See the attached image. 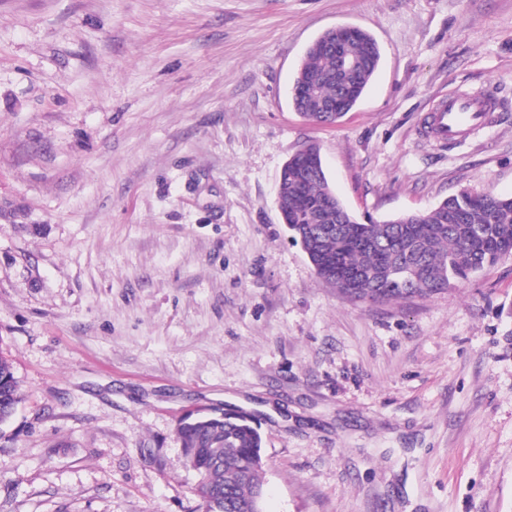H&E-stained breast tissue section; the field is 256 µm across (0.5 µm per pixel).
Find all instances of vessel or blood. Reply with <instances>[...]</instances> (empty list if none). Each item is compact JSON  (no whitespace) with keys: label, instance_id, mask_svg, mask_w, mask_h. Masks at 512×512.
I'll list each match as a JSON object with an SVG mask.
<instances>
[{"label":"vessel or blood","instance_id":"b4317fda","mask_svg":"<svg viewBox=\"0 0 512 512\" xmlns=\"http://www.w3.org/2000/svg\"><path fill=\"white\" fill-rule=\"evenodd\" d=\"M494 120V103L480 96H451L441 100L432 113L433 125L442 139L454 142L471 130Z\"/></svg>","mask_w":512,"mask_h":512}]
</instances>
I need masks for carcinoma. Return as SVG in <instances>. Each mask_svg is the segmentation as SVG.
I'll return each mask as SVG.
<instances>
[{
  "label": "carcinoma",
  "instance_id": "obj_1",
  "mask_svg": "<svg viewBox=\"0 0 512 512\" xmlns=\"http://www.w3.org/2000/svg\"><path fill=\"white\" fill-rule=\"evenodd\" d=\"M351 45L362 66L349 91L336 81V56L313 45L298 77L315 81L314 93L294 98L306 118L334 112L341 119L362 97L376 71L380 51L358 30ZM282 209L292 221L317 210L312 224L297 225L313 261L334 264L352 277L356 294L373 303L431 297L512 256V196L462 191L449 196L419 222L405 218L362 224L342 205L326 174L288 180ZM21 399L12 364L0 357V421ZM187 464L198 476L197 492L207 512H250L264 489L262 438L252 417L237 411L183 418L177 429Z\"/></svg>",
  "mask_w": 512,
  "mask_h": 512
}]
</instances>
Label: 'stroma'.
Returning <instances> with one entry per match:
<instances>
[{
    "label": "stroma",
    "instance_id": "1",
    "mask_svg": "<svg viewBox=\"0 0 512 512\" xmlns=\"http://www.w3.org/2000/svg\"><path fill=\"white\" fill-rule=\"evenodd\" d=\"M381 49L332 126L308 45ZM490 93L458 142L424 119ZM317 143L360 221L512 196V0H0V512H206L186 413L258 415L263 512H512V257L389 305L291 241L280 171ZM21 399L20 385L12 364L0 357V414L1 424L10 420Z\"/></svg>",
    "mask_w": 512,
    "mask_h": 512
}]
</instances>
